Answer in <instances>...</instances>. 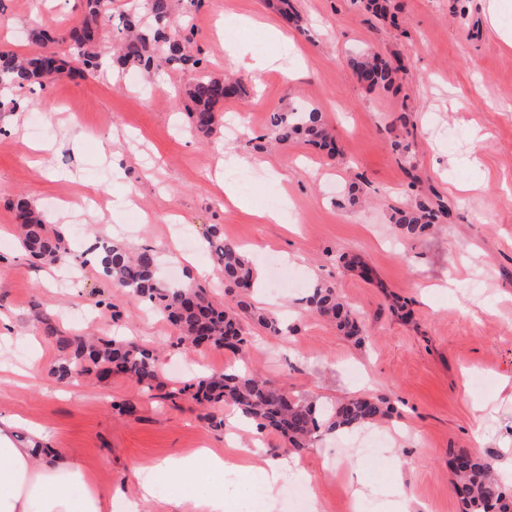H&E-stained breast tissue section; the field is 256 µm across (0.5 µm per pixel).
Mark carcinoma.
<instances>
[{"instance_id": "carcinoma-1", "label": "carcinoma", "mask_w": 512, "mask_h": 512, "mask_svg": "<svg viewBox=\"0 0 512 512\" xmlns=\"http://www.w3.org/2000/svg\"><path fill=\"white\" fill-rule=\"evenodd\" d=\"M365 8L377 18H394L390 0H366ZM74 10L79 12V22L69 30L70 55L48 47L53 39L46 30L35 27L29 36L41 50L21 57L12 50L0 49V83L18 89L42 87L46 81L71 72V59L81 65V71L99 73L100 20L107 10L102 0H76ZM120 23L123 37L112 60L117 72L149 73L164 65L179 70L200 69L202 59L193 52L191 37L185 34L186 21L176 12L174 0H132ZM349 66L357 81L370 90H389L400 86L403 80L404 70L380 54H361L350 59ZM245 94L243 82L209 73L200 74L176 91L177 98L192 103L189 131L202 136H209L220 127L219 108L224 101ZM267 138L277 144L302 141L330 155L336 152L333 132L316 108L270 113ZM13 207L21 223L20 246L29 257L45 264L74 262L64 233L47 223V218L27 199L17 198ZM448 215V205L423 197L407 208L393 210L391 223L400 237L415 240ZM206 248L211 262L223 274L224 295L231 298L229 304L214 302L207 289L193 282L164 280L158 252L152 246L137 251L104 241L95 246L100 254L101 275L113 287L150 305L177 326L181 344L227 346L242 352L252 346L248 336L251 323L273 335L287 333L288 328L276 314L247 302L253 288L254 267L241 245L225 239L219 225L212 224L206 234ZM302 304L311 314L336 323L345 335H361L357 314L340 299L333 285L309 284ZM47 330L59 348L67 352L51 371L60 381L72 382L91 372L100 380L122 375L144 393L161 391L170 400L189 399L239 409L260 428L278 435L284 441L285 453H301L313 444L319 428L315 407L257 373L232 368L218 375L188 379L170 389L153 349L123 339L62 336L52 326ZM390 410L383 398H351L334 407L332 424L347 428L372 424L385 418ZM450 456L454 493L461 512H512V495L506 493L487 460L465 448L451 451Z\"/></svg>"}]
</instances>
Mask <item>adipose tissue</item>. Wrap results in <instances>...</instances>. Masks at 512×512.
Instances as JSON below:
<instances>
[{"instance_id": "obj_1", "label": "adipose tissue", "mask_w": 512, "mask_h": 512, "mask_svg": "<svg viewBox=\"0 0 512 512\" xmlns=\"http://www.w3.org/2000/svg\"><path fill=\"white\" fill-rule=\"evenodd\" d=\"M26 430L19 438L18 430ZM42 428L16 415L0 416V512H105L112 495L93 472L63 448L43 449ZM285 459L256 451L240 454L237 446L201 448L194 455L170 456L144 468L140 494L124 499L125 512H141L144 500L154 497L158 481L190 480L201 486L199 512H227L225 477L240 478L258 470L266 512H276Z\"/></svg>"}]
</instances>
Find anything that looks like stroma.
<instances>
[{
    "instance_id": "stroma-1",
    "label": "stroma",
    "mask_w": 512,
    "mask_h": 512,
    "mask_svg": "<svg viewBox=\"0 0 512 512\" xmlns=\"http://www.w3.org/2000/svg\"><path fill=\"white\" fill-rule=\"evenodd\" d=\"M295 4L298 27L265 0L177 4L191 17L207 72L248 82L254 69L264 71L250 96L224 104V115L239 118L232 137L223 128L207 138L187 131L175 91L192 75L166 67L140 87L74 73L16 91V123L0 120V313L14 318L0 360L21 369L32 363L39 373L22 385L0 380V413L43 425L49 446L73 452L102 486L129 496L138 492L140 468L224 447L226 432L209 417H227V408L163 405L121 376L70 384L50 376L63 353L46 325L71 336H122L162 347L164 363L180 365V379L243 363L317 406L318 437L289 456L278 512H293L294 486L308 475L312 512H347L352 464L366 504L376 507L392 486L395 458L405 463V493L420 512H460L451 450L496 459L512 447V385L503 383L512 378V47L499 33L512 28V0L496 20L490 0H394L396 27L362 0ZM36 21L50 25L57 50L67 51L60 38L78 22L69 0H0V47L36 52L25 37ZM272 27L287 29L290 45L272 42ZM365 51L401 62L400 89L370 92L356 81L348 60ZM305 107L324 112L336 158L302 142L267 147L269 114ZM403 113L408 127H393ZM35 118L49 132L43 152L25 137ZM402 140L409 153L398 149ZM226 154L260 160L238 185L250 210L234 207L209 179ZM410 162L415 185L405 173ZM354 182L369 203L351 204ZM272 193L288 202L287 223L259 219ZM428 193L447 203L449 217L424 239L400 240L393 208ZM20 196L63 226L75 254L97 238L151 246L182 276L192 263L209 264L205 234L220 225L225 238L252 249L261 272L274 256L287 277L334 284L365 334L359 341L340 335L302 310L303 290L287 289L268 308L288 335L253 326L246 357L210 346L183 354L177 330L112 288L95 266L43 281V265L16 237L12 203ZM345 253L359 255L372 280L344 270ZM451 269L452 292L424 293ZM474 374L486 378L483 388L470 386ZM363 394L387 397L395 408L374 426L380 440L370 448L330 427L331 409ZM125 404L134 413H123Z\"/></svg>"
}]
</instances>
